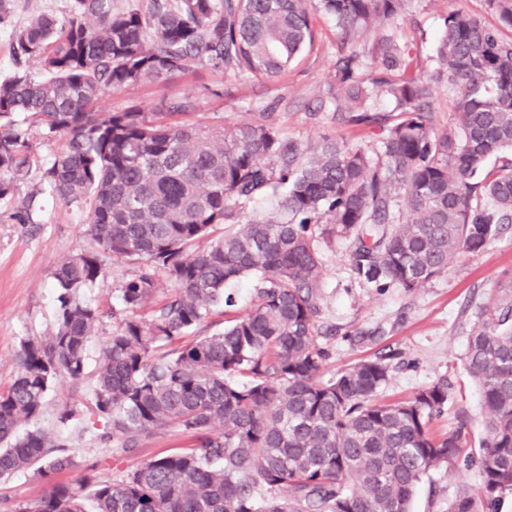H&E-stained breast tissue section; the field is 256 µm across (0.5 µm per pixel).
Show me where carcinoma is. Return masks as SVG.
<instances>
[{"label": "carcinoma", "instance_id": "cac0c4a2", "mask_svg": "<svg viewBox=\"0 0 512 512\" xmlns=\"http://www.w3.org/2000/svg\"><path fill=\"white\" fill-rule=\"evenodd\" d=\"M72 2L60 18L13 30L15 71L0 80V199L32 163L29 120L63 140L37 193L85 210L98 247L56 266L55 332L21 343L18 377L0 393V480L34 467L50 484L16 512H410L424 476L474 465L479 484L448 512H500L512 494V281L477 307L463 357L483 400L477 438L462 419L432 433L448 406L446 377L380 400L388 353L322 379L331 352L318 322L327 236L349 243L356 280L414 292L512 228V0H486L493 24L448 12L428 71L389 29L361 49L368 29L404 16L411 0ZM316 10L336 21V121L379 128L375 146L324 137L308 150L269 120L206 126L182 119L177 103L149 113L100 106L110 88L162 83L197 64L281 74L313 46ZM441 87L452 93L446 125L434 112ZM278 187L277 210L241 221ZM221 224L227 231L200 246ZM102 254L144 269L118 288L121 321L99 355L94 415L125 450L173 426L193 444L113 482L87 473L59 483L76 467L66 438L21 428L57 380L84 376L103 312L82 295ZM161 273L170 293L156 304ZM245 276L256 279L249 312L195 335Z\"/></svg>", "mask_w": 512, "mask_h": 512}]
</instances>
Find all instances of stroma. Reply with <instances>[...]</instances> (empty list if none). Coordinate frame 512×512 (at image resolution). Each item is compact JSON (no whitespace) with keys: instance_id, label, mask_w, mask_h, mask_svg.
Returning a JSON list of instances; mask_svg holds the SVG:
<instances>
[{"instance_id":"stroma-1","label":"stroma","mask_w":512,"mask_h":512,"mask_svg":"<svg viewBox=\"0 0 512 512\" xmlns=\"http://www.w3.org/2000/svg\"><path fill=\"white\" fill-rule=\"evenodd\" d=\"M459 5L476 18H491L485 0H413L410 11L423 32L417 40L423 65L431 63L445 16ZM70 7L71 0H15L11 26L0 28V78L8 77L13 69V29L40 14L64 15ZM313 24V47L276 78L258 81L200 65L163 84L108 90L105 102L115 111L135 105L154 112L162 102L179 101L187 104L191 120L209 126L249 124L268 112L284 139L308 147L326 135L349 145L377 144L379 128L337 123L330 104L335 84L336 24L322 12L314 13ZM29 133L35 152L33 163L16 180L13 195L0 200V392L8 390L18 375L17 353L22 341L47 337L55 329L57 292L52 272L56 264L91 245L85 211L48 197L28 202L43 165L60 147L59 141L43 139L37 126H30ZM320 249L325 269L319 299L320 328L331 350L325 376L362 358L397 351L392 378L380 393L382 400L408 398L444 376L448 379V408L433 421V429L448 430L463 415L474 433H481L485 420L481 397L468 383L461 357L475 325V306L512 279V229L483 252L461 254L447 273L412 293L400 288L380 291L357 281L349 266L346 242L325 240ZM102 262L103 275L84 294L85 300L104 314L87 347L85 376L76 384H56L36 422L37 428L56 431L64 411L78 412L73 424L83 433L68 442L76 467L57 474L61 483L73 482L83 471L98 480L112 481L146 459L192 443L188 434L171 427L161 434L143 436L135 451L126 452L103 438L101 427L90 424L100 349L118 327L110 312L119 304L122 281L140 270L138 262L124 258L106 255ZM478 482L479 472L474 467L433 472L419 484L412 512H448L449 501ZM46 490V482L29 470L0 481V500L12 508H31Z\"/></svg>"}]
</instances>
